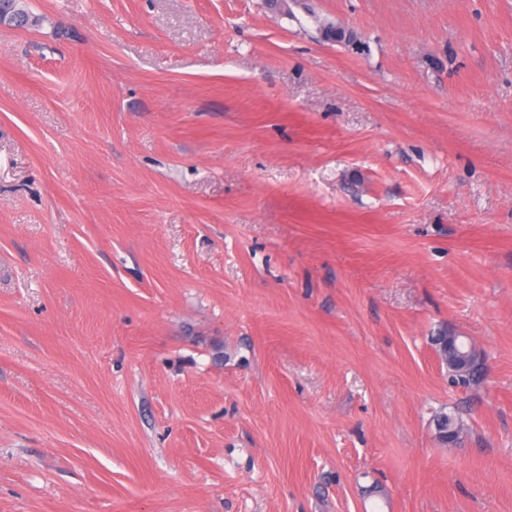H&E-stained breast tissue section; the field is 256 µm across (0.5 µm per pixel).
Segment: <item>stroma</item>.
Instances as JSON below:
<instances>
[{"mask_svg":"<svg viewBox=\"0 0 512 512\" xmlns=\"http://www.w3.org/2000/svg\"><path fill=\"white\" fill-rule=\"evenodd\" d=\"M22 4L0 512H512V0ZM433 422L437 438L441 443L454 444L457 437L460 439L463 425L455 415L441 410L434 415Z\"/></svg>","mask_w":512,"mask_h":512,"instance_id":"1","label":"stroma"}]
</instances>
